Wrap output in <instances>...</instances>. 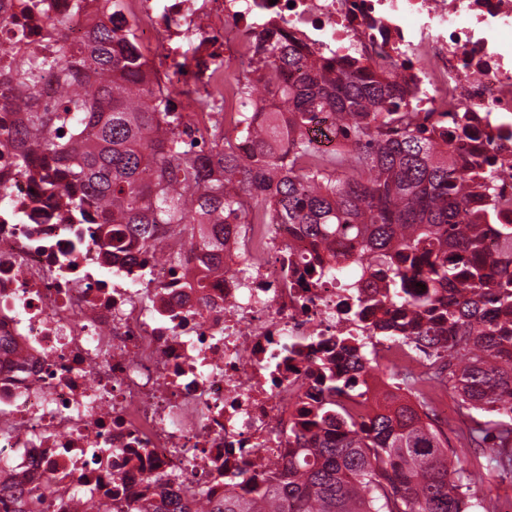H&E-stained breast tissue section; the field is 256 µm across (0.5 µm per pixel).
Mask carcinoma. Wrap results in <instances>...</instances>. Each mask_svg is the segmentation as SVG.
<instances>
[{
	"label": "carcinoma",
	"instance_id": "cac0c4a2",
	"mask_svg": "<svg viewBox=\"0 0 512 512\" xmlns=\"http://www.w3.org/2000/svg\"><path fill=\"white\" fill-rule=\"evenodd\" d=\"M64 28L48 24L51 49L41 55L0 47L11 57L0 66V110H25L11 131L16 162L27 165L37 148L44 196L93 212L127 248L150 250L161 227L173 226L222 266L232 225L294 224L328 250L331 272L383 267L396 302L415 266L448 293L439 307L448 335L428 320L407 337L429 348L424 373L401 378L414 400L377 406L360 429L342 407L326 406L325 428L298 446L287 476L260 480L252 501L228 492L196 512H490L470 488L477 473L512 474V224L470 217L471 177L454 170L448 142L424 135L409 103L368 66L335 67L276 40L235 87L246 104L255 84L277 91L293 74L286 110L237 113L247 163L218 120L212 153L196 154L180 113L142 83L112 28L96 26L83 46L66 42ZM46 73L63 91L52 102L38 91ZM324 112L345 144L335 155L305 136ZM489 233L499 240L494 253L483 249ZM447 392L465 419L459 447L483 449L472 461H459L430 417Z\"/></svg>",
	"mask_w": 512,
	"mask_h": 512
}]
</instances>
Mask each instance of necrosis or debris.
<instances>
[{"label":"necrosis or debris","mask_w":512,"mask_h":512,"mask_svg":"<svg viewBox=\"0 0 512 512\" xmlns=\"http://www.w3.org/2000/svg\"><path fill=\"white\" fill-rule=\"evenodd\" d=\"M57 19L74 44L133 23L127 50L204 151L216 113L240 109L259 35L371 65L453 140L460 170L492 176L470 212L512 224V0H0V45L43 50ZM21 119L0 130V512L48 484L46 512H78L81 494L100 512H191V485L252 498L257 462L282 470L290 440L323 429L336 379L354 384L338 399L359 427L371 395L401 394L396 371L421 370L379 329L410 318L384 272L336 278L293 225H234L221 270L188 249L173 264L162 245L101 246L102 225L45 201L43 167L14 164Z\"/></svg>","instance_id":"necrosis-or-debris-1"}]
</instances>
